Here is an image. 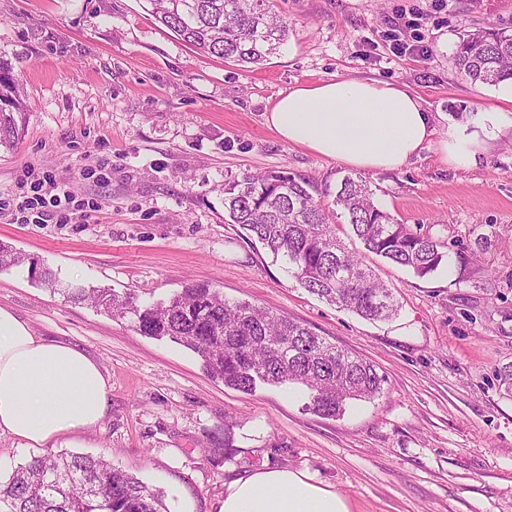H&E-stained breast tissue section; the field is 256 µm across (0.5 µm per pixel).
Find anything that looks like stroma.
<instances>
[{
	"mask_svg": "<svg viewBox=\"0 0 512 512\" xmlns=\"http://www.w3.org/2000/svg\"><path fill=\"white\" fill-rule=\"evenodd\" d=\"M274 8L288 40L252 66L190 49L146 0H0V61L28 106L18 145L0 152V195L18 199L28 174L94 204L80 224L0 217V243L22 257L0 271V306L87 354L108 384L100 425L56 448L104 457L161 490L169 512H218L231 482L265 467L307 474L350 512H512V391L499 380L512 365V136L468 168L438 151L460 119L499 105L452 57L462 32L512 28V0ZM336 77L408 86L437 115L419 156L362 175L381 208L449 246L448 266L419 277L348 240L396 294L389 322L309 294L224 219L225 182L270 168L333 200L350 168L282 140L265 114L295 86ZM190 282L366 358L386 378L381 395L331 418L293 385L242 392L190 350L65 294L108 288L150 303ZM221 446L230 459L208 456Z\"/></svg>",
	"mask_w": 512,
	"mask_h": 512,
	"instance_id": "35a3bbf8",
	"label": "stroma"
}]
</instances>
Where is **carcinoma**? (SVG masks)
I'll list each match as a JSON object with an SVG mask.
<instances>
[{"label":"carcinoma","instance_id":"1","mask_svg":"<svg viewBox=\"0 0 512 512\" xmlns=\"http://www.w3.org/2000/svg\"><path fill=\"white\" fill-rule=\"evenodd\" d=\"M152 16L200 53L261 65L288 38V22L271 0H146ZM458 74L477 85L512 79V29L482 27L458 36ZM25 102L11 68L0 61V148L18 144ZM349 236L391 264L424 277L448 262L440 239L414 232L379 207L361 178L345 177L333 199ZM228 222L247 231L299 285L364 319H391L398 310L387 284L349 250L330 222L334 212L314 199L310 184L286 171L245 174L224 185ZM143 336L167 337L191 350L224 383L250 391L256 381L296 384L316 413L336 417L351 400H371L385 379L366 360L306 325L248 302H231L207 284H189L162 302L139 304L94 289L65 288ZM0 512H165L160 491L101 457L67 451L33 456L0 480Z\"/></svg>","mask_w":512,"mask_h":512}]
</instances>
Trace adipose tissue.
<instances>
[{
    "label": "adipose tissue",
    "mask_w": 512,
    "mask_h": 512,
    "mask_svg": "<svg viewBox=\"0 0 512 512\" xmlns=\"http://www.w3.org/2000/svg\"><path fill=\"white\" fill-rule=\"evenodd\" d=\"M433 113L407 86L358 78L303 84L281 95L265 114L281 139L360 171L404 165L432 134ZM512 114L480 113L473 131L442 139L445 161L468 166L506 129ZM107 408V381L76 347L37 336L0 307V435L29 447L55 445L97 426ZM219 512H349L335 491L302 473L260 470L229 485Z\"/></svg>",
    "instance_id": "ef3b65f1"
}]
</instances>
